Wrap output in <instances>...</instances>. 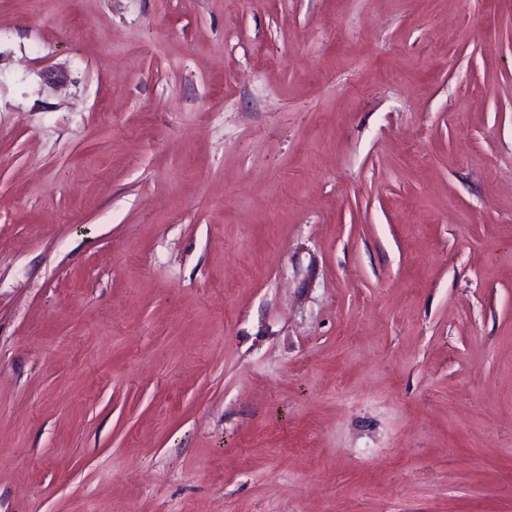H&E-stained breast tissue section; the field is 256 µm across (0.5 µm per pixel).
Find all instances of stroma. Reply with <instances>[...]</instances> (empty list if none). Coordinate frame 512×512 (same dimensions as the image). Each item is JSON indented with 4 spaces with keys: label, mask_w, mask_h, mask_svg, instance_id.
Wrapping results in <instances>:
<instances>
[{
    "label": "stroma",
    "mask_w": 512,
    "mask_h": 512,
    "mask_svg": "<svg viewBox=\"0 0 512 512\" xmlns=\"http://www.w3.org/2000/svg\"><path fill=\"white\" fill-rule=\"evenodd\" d=\"M0 512H512V0H0Z\"/></svg>",
    "instance_id": "1"
}]
</instances>
